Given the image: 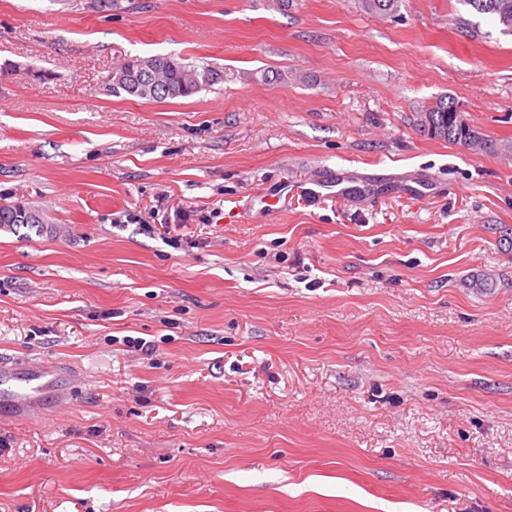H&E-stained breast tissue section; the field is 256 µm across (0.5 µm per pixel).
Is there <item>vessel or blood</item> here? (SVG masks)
<instances>
[{
  "mask_svg": "<svg viewBox=\"0 0 512 512\" xmlns=\"http://www.w3.org/2000/svg\"><path fill=\"white\" fill-rule=\"evenodd\" d=\"M377 184L363 179L338 176L315 182L311 193L319 196L329 192L358 202L373 196ZM67 397L62 375L57 366L42 363L0 362V407H9L24 415L39 409L46 399L64 400Z\"/></svg>",
  "mask_w": 512,
  "mask_h": 512,
  "instance_id": "1",
  "label": "vessel or blood"
}]
</instances>
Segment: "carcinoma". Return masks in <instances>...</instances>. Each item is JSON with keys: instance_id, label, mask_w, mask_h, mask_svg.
Instances as JSON below:
<instances>
[{"instance_id": "carcinoma-1", "label": "carcinoma", "mask_w": 512, "mask_h": 512, "mask_svg": "<svg viewBox=\"0 0 512 512\" xmlns=\"http://www.w3.org/2000/svg\"><path fill=\"white\" fill-rule=\"evenodd\" d=\"M362 7L369 13L391 16L401 7L402 0H361ZM479 13L491 14L502 26V31L512 33V0H463ZM162 67L157 79L168 86L161 89L151 100L162 102L167 99L189 97L205 87L224 82V71L211 65H192L183 58L170 55L152 57ZM147 62L142 57L127 59L112 71L110 91L133 98H143L141 87V65ZM420 126L427 134L451 143L470 147L482 144L479 132L468 122L454 102L439 100L420 114ZM39 211L24 204H0V226L34 225L39 223Z\"/></svg>"}]
</instances>
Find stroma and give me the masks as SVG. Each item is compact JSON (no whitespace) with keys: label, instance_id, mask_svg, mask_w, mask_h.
Instances as JSON below:
<instances>
[{"label":"stroma","instance_id":"1","mask_svg":"<svg viewBox=\"0 0 512 512\" xmlns=\"http://www.w3.org/2000/svg\"><path fill=\"white\" fill-rule=\"evenodd\" d=\"M223 83L115 96L125 59ZM0 512H512V35L463 0H0ZM282 72L279 81L264 79ZM450 98L489 142L419 132ZM423 170L368 203L320 170ZM153 352L133 347L134 339ZM150 60H154L164 68L157 79L160 84L168 85L169 89H160L156 91V96L144 97L140 90L143 85L140 67ZM183 61V58L172 54L129 58L112 71L110 91L114 94L124 93L133 98L162 102L167 99L189 97L204 87H211L224 81V71L219 68L208 64L192 65ZM38 217L39 211L25 203L22 206L10 203L0 204V227L6 224L8 226L42 224ZM0 386V408L8 406L23 415L39 409L47 398L62 402L68 395L60 370L49 363L0 362ZM12 387H22L28 392L19 396Z\"/></svg>","mask_w":512,"mask_h":512}]
</instances>
